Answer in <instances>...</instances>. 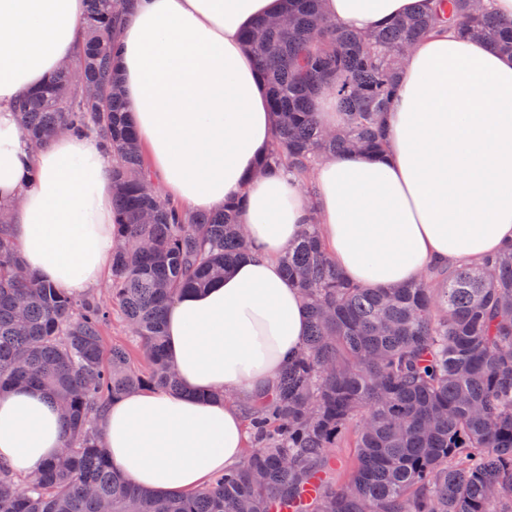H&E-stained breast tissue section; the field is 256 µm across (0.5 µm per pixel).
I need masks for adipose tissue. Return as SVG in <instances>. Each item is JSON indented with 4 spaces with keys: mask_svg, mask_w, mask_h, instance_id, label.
Segmentation results:
<instances>
[{
    "mask_svg": "<svg viewBox=\"0 0 512 512\" xmlns=\"http://www.w3.org/2000/svg\"><path fill=\"white\" fill-rule=\"evenodd\" d=\"M416 0H324L365 33ZM287 0H140L117 32L128 118L170 200L193 209L245 199L251 251L223 279L182 294L165 321L184 387L125 395L98 420L112 465L144 492L186 494L242 458V403L272 392L308 315L280 258L316 219L337 269L390 288L429 268L474 264L512 243V56L451 31L420 41L376 156L339 153L308 177L264 167L276 137L265 85L241 34ZM85 0H0V203L39 280L79 295L112 260L111 167L72 134L33 151L15 99L79 51ZM64 446L39 387L0 391V466L25 477Z\"/></svg>",
    "mask_w": 512,
    "mask_h": 512,
    "instance_id": "obj_1",
    "label": "adipose tissue"
}]
</instances>
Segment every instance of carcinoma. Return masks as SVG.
<instances>
[{"instance_id":"1","label":"carcinoma","mask_w":512,"mask_h":512,"mask_svg":"<svg viewBox=\"0 0 512 512\" xmlns=\"http://www.w3.org/2000/svg\"><path fill=\"white\" fill-rule=\"evenodd\" d=\"M135 0H87L86 49L16 102L34 149L62 128L92 137L112 160L116 215L112 304L58 291L28 272L0 207V389L47 390L66 446L32 479L0 467V512H512V244L478 266L433 267L419 282L359 288L337 271L316 224L280 262L309 316L302 352L273 393L245 404L251 449L189 495L158 497L115 471L96 422L115 399L183 385L165 353V312L184 292L222 278L249 249L243 200L198 212L153 188L123 111L112 32ZM368 34L330 20L321 0H288L289 24L258 22L244 36L257 58L277 127L266 164L304 174L324 155L383 150L384 120L404 53L452 26L512 55V22L489 3L425 0ZM328 90L342 123L325 131L315 98ZM117 305L148 363L105 351ZM355 426V459L336 483L331 448Z\"/></svg>"}]
</instances>
